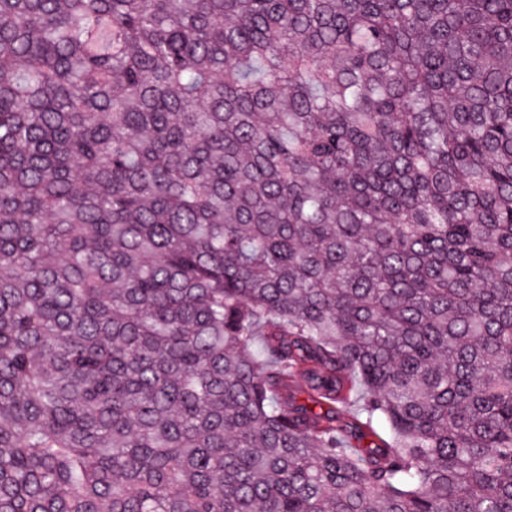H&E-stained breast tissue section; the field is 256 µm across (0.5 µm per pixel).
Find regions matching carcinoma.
I'll use <instances>...</instances> for the list:
<instances>
[{
  "mask_svg": "<svg viewBox=\"0 0 512 512\" xmlns=\"http://www.w3.org/2000/svg\"><path fill=\"white\" fill-rule=\"evenodd\" d=\"M0 512H512V0H0Z\"/></svg>",
  "mask_w": 512,
  "mask_h": 512,
  "instance_id": "obj_1",
  "label": "carcinoma"
}]
</instances>
